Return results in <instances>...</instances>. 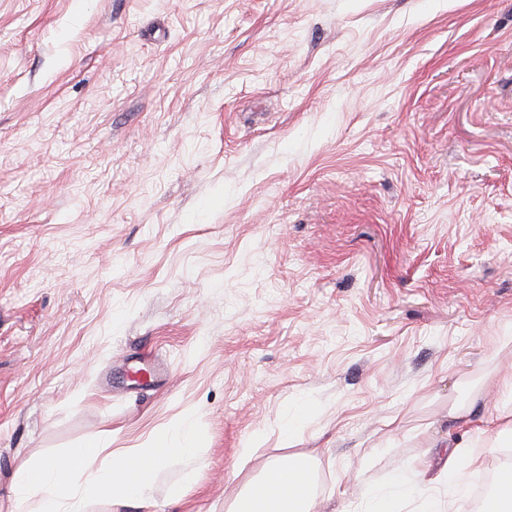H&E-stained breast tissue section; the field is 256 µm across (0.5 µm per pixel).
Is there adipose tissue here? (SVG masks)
<instances>
[{"label": "adipose tissue", "instance_id": "ef3b65f1", "mask_svg": "<svg viewBox=\"0 0 512 512\" xmlns=\"http://www.w3.org/2000/svg\"><path fill=\"white\" fill-rule=\"evenodd\" d=\"M502 400L501 408L486 419H474V406L489 397ZM448 415L465 431L485 436L490 447L512 446V378L485 376L468 402L448 405ZM467 441L449 443L432 475L402 468L385 486L370 489L364 512H402L414 503L416 512H452L454 504L467 493L464 468L479 466ZM311 458L289 454L268 461L258 481L236 496L228 512H310L313 502Z\"/></svg>", "mask_w": 512, "mask_h": 512}]
</instances>
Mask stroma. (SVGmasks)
I'll use <instances>...</instances> for the list:
<instances>
[{
	"label": "stroma",
	"instance_id": "35a3bbf8",
	"mask_svg": "<svg viewBox=\"0 0 512 512\" xmlns=\"http://www.w3.org/2000/svg\"><path fill=\"white\" fill-rule=\"evenodd\" d=\"M509 334L512 0H0V512L192 412L165 512L294 452L354 512ZM126 377L139 384L154 383L158 375V367L151 359L147 357L132 361L127 366Z\"/></svg>",
	"mask_w": 512,
	"mask_h": 512
}]
</instances>
